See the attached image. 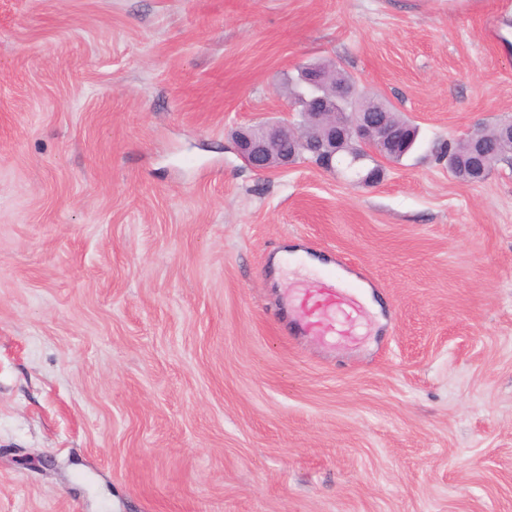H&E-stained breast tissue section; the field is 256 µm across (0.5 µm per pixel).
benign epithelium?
<instances>
[{"instance_id":"benign-epithelium-1","label":"benign epithelium","mask_w":512,"mask_h":512,"mask_svg":"<svg viewBox=\"0 0 512 512\" xmlns=\"http://www.w3.org/2000/svg\"><path fill=\"white\" fill-rule=\"evenodd\" d=\"M302 82L312 97L306 108V124L269 121L255 127H244L233 133L238 156L254 171L265 172L276 165L286 168L294 163L300 149L307 150L321 159L322 169L336 171V159L347 152L346 145L353 139L363 146L361 154L349 153L347 167L354 169L357 182L374 187L384 178L385 172L376 166L378 159H396L405 153L394 152L388 136V125L382 114L364 106L352 121L336 113V91L321 94L315 68L301 67Z\"/></svg>"}]
</instances>
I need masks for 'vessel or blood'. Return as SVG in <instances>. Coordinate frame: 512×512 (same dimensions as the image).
Instances as JSON below:
<instances>
[{"mask_svg":"<svg viewBox=\"0 0 512 512\" xmlns=\"http://www.w3.org/2000/svg\"><path fill=\"white\" fill-rule=\"evenodd\" d=\"M304 299L309 306L295 320V333L299 336H331L336 332V311L345 303L336 287L335 270H327L314 287L305 289Z\"/></svg>","mask_w":512,"mask_h":512,"instance_id":"1","label":"vessel or blood"}]
</instances>
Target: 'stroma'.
<instances>
[{"instance_id":"obj_1","label":"stroma","mask_w":512,"mask_h":512,"mask_svg":"<svg viewBox=\"0 0 512 512\" xmlns=\"http://www.w3.org/2000/svg\"><path fill=\"white\" fill-rule=\"evenodd\" d=\"M317 60L420 129L377 186L234 150ZM509 119L512 0H0V512H512V161L439 157ZM304 302L311 306L295 320L297 336H331L336 335V309L345 305L344 296L336 288V269H328L319 279L315 288L304 289Z\"/></svg>"}]
</instances>
